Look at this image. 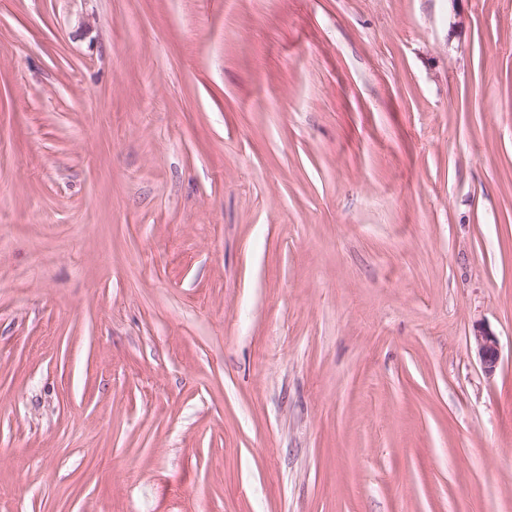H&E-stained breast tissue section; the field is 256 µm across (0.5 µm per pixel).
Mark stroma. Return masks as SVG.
Here are the masks:
<instances>
[{"label": "stroma", "mask_w": 512, "mask_h": 512, "mask_svg": "<svg viewBox=\"0 0 512 512\" xmlns=\"http://www.w3.org/2000/svg\"><path fill=\"white\" fill-rule=\"evenodd\" d=\"M0 512H512V0H0ZM474 345L485 373L492 375L498 367L501 358L498 338L490 330L478 327L474 334Z\"/></svg>", "instance_id": "stroma-1"}]
</instances>
